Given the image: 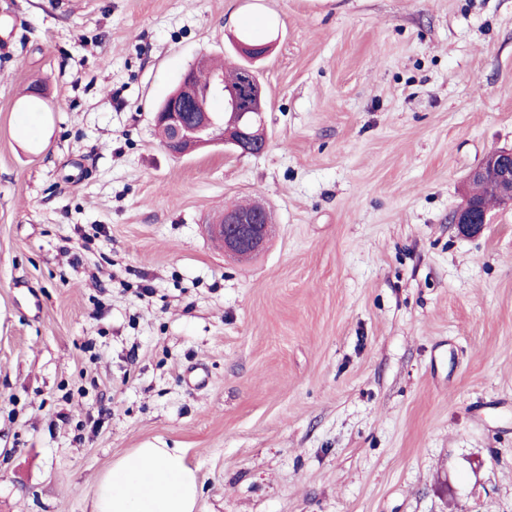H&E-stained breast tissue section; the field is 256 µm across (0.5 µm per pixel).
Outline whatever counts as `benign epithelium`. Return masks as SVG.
Wrapping results in <instances>:
<instances>
[{"mask_svg": "<svg viewBox=\"0 0 512 512\" xmlns=\"http://www.w3.org/2000/svg\"><path fill=\"white\" fill-rule=\"evenodd\" d=\"M224 98V113L212 111L210 100ZM264 105L261 90L255 86L227 87L224 78L216 76L205 92L195 87L194 71L187 70L181 78L179 91L166 98L155 113V121L169 130L165 149L174 157L221 143L239 154H255L254 147L262 135ZM491 182L496 204L512 208V149L494 150L470 170L468 182ZM490 211L470 194L450 216L459 233L476 236L490 224ZM224 225V252L247 257L261 248L270 233L268 211L240 212L226 210Z\"/></svg>", "mask_w": 512, "mask_h": 512, "instance_id": "benign-epithelium-1", "label": "benign epithelium"}]
</instances>
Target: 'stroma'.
<instances>
[{
    "instance_id": "1",
    "label": "stroma",
    "mask_w": 512,
    "mask_h": 512,
    "mask_svg": "<svg viewBox=\"0 0 512 512\" xmlns=\"http://www.w3.org/2000/svg\"><path fill=\"white\" fill-rule=\"evenodd\" d=\"M250 30L267 146L153 114ZM512 0H0V512L180 448L201 512H512ZM247 261L205 226L249 201ZM468 182L472 187L475 183L491 182L496 196V204L512 208V149L494 150L488 153L481 163L470 170ZM475 195L485 205L495 203L493 193L488 187L474 186ZM490 211L471 192L450 216L459 233L464 236H476L490 224Z\"/></svg>"
}]
</instances>
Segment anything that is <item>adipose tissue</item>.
<instances>
[{"label": "adipose tissue", "mask_w": 512, "mask_h": 512, "mask_svg": "<svg viewBox=\"0 0 512 512\" xmlns=\"http://www.w3.org/2000/svg\"><path fill=\"white\" fill-rule=\"evenodd\" d=\"M197 471L179 448H136L100 478L92 512H199Z\"/></svg>", "instance_id": "1"}]
</instances>
